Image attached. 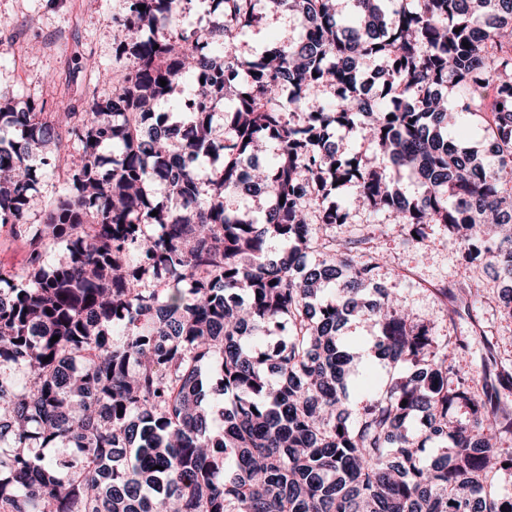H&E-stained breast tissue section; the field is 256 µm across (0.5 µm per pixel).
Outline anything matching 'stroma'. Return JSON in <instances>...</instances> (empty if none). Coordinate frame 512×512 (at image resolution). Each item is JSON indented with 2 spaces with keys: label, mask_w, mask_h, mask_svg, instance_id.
I'll use <instances>...</instances> for the list:
<instances>
[{
  "label": "stroma",
  "mask_w": 512,
  "mask_h": 512,
  "mask_svg": "<svg viewBox=\"0 0 512 512\" xmlns=\"http://www.w3.org/2000/svg\"><path fill=\"white\" fill-rule=\"evenodd\" d=\"M124 0H0V89L13 91L59 112L86 94L108 95L110 86L98 78L118 53L113 17ZM302 32L300 17L263 6L261 19L237 34L226 46L252 59ZM337 240H358L379 254L383 264L376 281L395 295L415 322L429 324L436 338L461 339L469 352L460 370L481 379V358L493 352L499 368L512 373V319L503 312L501 288L468 293L471 272L456 258V244L440 224L429 225L422 242L409 241L401 227L383 213H352L349 223L335 229ZM454 289L459 319L449 320L436 290ZM376 326L349 321L342 336L356 353L350 376V404L359 406L368 383L386 382L390 365L369 351Z\"/></svg>",
  "instance_id": "35a3bbf8"
}]
</instances>
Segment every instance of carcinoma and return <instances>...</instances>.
<instances>
[{
    "mask_svg": "<svg viewBox=\"0 0 512 512\" xmlns=\"http://www.w3.org/2000/svg\"><path fill=\"white\" fill-rule=\"evenodd\" d=\"M181 2L127 0L112 93L80 110L0 92V228L31 244L21 281L0 273V512H512L493 487L512 470L496 451L512 376L474 391L455 365L467 346L432 350L377 258L325 233L354 209L411 240L442 224L465 265L512 282V231H484L512 224V0H357L348 22L336 0H269L304 33L254 60L219 42L260 0H201L208 29L176 32ZM184 85L173 121L161 108ZM313 95L325 103L302 109ZM478 114L481 152L448 137ZM354 130L371 156L336 148ZM260 143L277 145L263 168ZM62 165L39 201L43 168ZM245 190L263 219L225 206ZM356 316L402 373L353 410L337 333ZM271 325L285 335L263 351ZM428 441L442 453L426 463Z\"/></svg>",
    "mask_w": 512,
    "mask_h": 512,
    "instance_id": "1",
    "label": "carcinoma"
}]
</instances>
